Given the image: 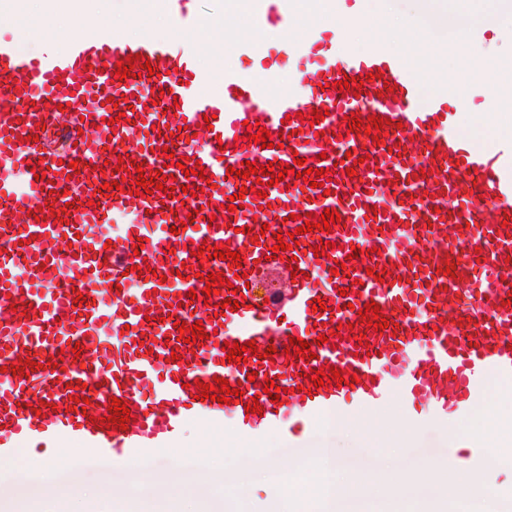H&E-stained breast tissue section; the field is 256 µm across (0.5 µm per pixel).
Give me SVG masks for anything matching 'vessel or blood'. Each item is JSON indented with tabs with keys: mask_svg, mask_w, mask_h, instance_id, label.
<instances>
[{
	"mask_svg": "<svg viewBox=\"0 0 512 512\" xmlns=\"http://www.w3.org/2000/svg\"><path fill=\"white\" fill-rule=\"evenodd\" d=\"M186 2L163 0L174 21L163 37L142 19L147 0H124L52 48L22 50L28 30L0 38V466L46 452L51 495L87 467L186 464L175 449L189 424L293 471L326 425L360 430L359 410L382 431H453L493 381H512V126L474 144L460 96L493 72L478 60L451 70L437 54L415 64L433 34L398 50L402 33L361 0L310 27L291 0H263L244 30L230 9L190 24ZM351 79L357 95L334 89ZM315 109L324 119L304 121ZM371 115L379 133L363 127ZM256 122L272 147L243 141ZM297 156L328 170L326 193L288 175L261 199L227 172ZM143 176L156 185L145 196ZM327 209L341 216L333 233L277 250L295 216ZM202 244L240 265L192 255ZM211 273L224 284L208 297ZM229 298L237 307L218 315ZM371 302L387 328L362 319ZM196 323L204 339L180 341ZM293 336L311 358L286 357ZM228 342L259 353L228 362ZM325 365L351 383L313 386L309 371ZM220 378L234 402L197 400ZM116 398L131 415L122 429L108 417ZM393 401L399 415L383 413Z\"/></svg>",
	"mask_w": 512,
	"mask_h": 512,
	"instance_id": "1",
	"label": "vessel or blood"
}]
</instances>
